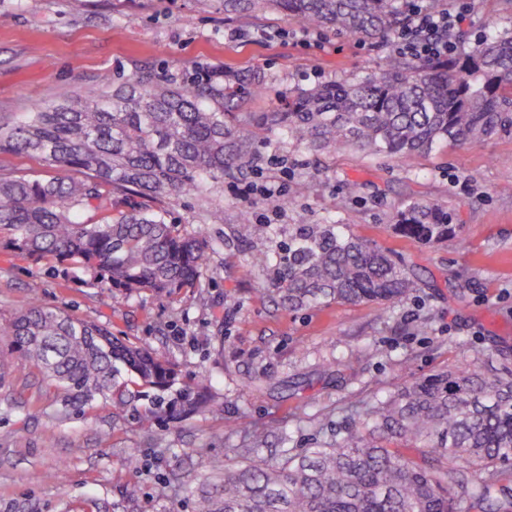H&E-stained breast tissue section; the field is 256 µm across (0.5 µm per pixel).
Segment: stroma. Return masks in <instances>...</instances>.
Instances as JSON below:
<instances>
[{
  "instance_id": "35a3bbf8",
  "label": "stroma",
  "mask_w": 512,
  "mask_h": 512,
  "mask_svg": "<svg viewBox=\"0 0 512 512\" xmlns=\"http://www.w3.org/2000/svg\"><path fill=\"white\" fill-rule=\"evenodd\" d=\"M467 4L460 29L473 45L493 27L512 25L503 0ZM0 113L60 103L73 91L95 97L97 78L116 83L142 65L183 84L206 67L265 73L250 112L268 111L283 91L380 71L393 56L330 30H304L280 14L227 17L222 0H0ZM231 29L247 40L228 39ZM257 169L224 182L211 202L194 195L167 201L180 231L212 247L210 270L194 288L159 301L151 294L101 303L100 282L76 264L33 265L0 247V322L39 301L105 324L123 341L172 363L178 380L165 394L143 389L123 411L111 400L82 404L16 362L0 383V512H197L185 489L197 450L223 458L243 447V427L268 430L264 457L343 436L362 404L452 368L512 364V136L439 146L402 162L351 150L316 155L259 133ZM308 181L299 194L295 186ZM284 186V196L246 198L249 184ZM447 203L462 229L425 247L396 235L391 212L405 200ZM268 225L278 250L293 224H338L399 253L419 277L407 301L331 304L291 311L268 292L272 272L248 266L237 241L238 215ZM259 381L249 382L256 368ZM206 383L211 411L175 424L159 399ZM155 411L154 445L140 423ZM166 482L171 491L158 498ZM137 485L136 497L125 489Z\"/></svg>"
}]
</instances>
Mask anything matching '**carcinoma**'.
Here are the masks:
<instances>
[{"label":"carcinoma","mask_w":512,"mask_h":512,"mask_svg":"<svg viewBox=\"0 0 512 512\" xmlns=\"http://www.w3.org/2000/svg\"><path fill=\"white\" fill-rule=\"evenodd\" d=\"M285 14L311 28L384 41L408 21L403 0H224V15ZM260 71L224 69L221 79L170 83L150 67L102 93H74L0 115V152L42 159L57 177L0 174V246L35 264H79L124 295L165 298L196 287L210 245L168 221L167 200L210 195L224 179L258 166L253 133L240 114L265 88ZM268 133L315 152L352 149L410 161L439 145L512 136V30L448 57L400 58L378 77L292 88L256 118ZM78 172L74 178L70 173ZM142 202H137V199ZM84 212L101 214L84 222ZM241 238L262 242L268 226L240 214ZM401 237L433 246L456 234L447 208L406 201L392 212ZM274 267L270 291L281 305L406 300L419 288L399 254L344 234L337 224H293L278 257L263 248L247 258ZM11 353L84 404L132 394L126 376L165 392L176 373L150 350L104 326L31 301L0 329ZM210 408L201 392L168 406L174 419ZM250 448L220 463L200 449L199 512H489L488 491L512 465V367L450 369L419 378L365 404L344 435L278 460L259 455L265 434L241 429Z\"/></svg>","instance_id":"carcinoma-1"}]
</instances>
